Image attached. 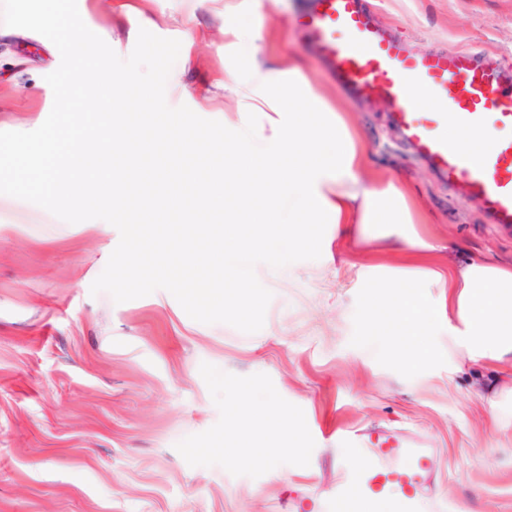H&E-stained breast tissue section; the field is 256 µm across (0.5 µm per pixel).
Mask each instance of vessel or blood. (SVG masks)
<instances>
[{
  "instance_id": "vessel-or-blood-1",
  "label": "vessel or blood",
  "mask_w": 512,
  "mask_h": 512,
  "mask_svg": "<svg viewBox=\"0 0 512 512\" xmlns=\"http://www.w3.org/2000/svg\"><path fill=\"white\" fill-rule=\"evenodd\" d=\"M298 29L331 76L384 103L406 144L449 187L477 200L493 223L512 228V65L460 48L412 52L382 30L363 0H304ZM415 88L433 95L434 111L416 110ZM457 132L483 135L481 147L461 151ZM397 454L369 449L336 488L338 512H370L386 493L401 496L405 512H426L416 473L393 466Z\"/></svg>"
}]
</instances>
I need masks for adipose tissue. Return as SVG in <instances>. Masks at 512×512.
<instances>
[{
	"label": "adipose tissue",
	"instance_id": "adipose-tissue-1",
	"mask_svg": "<svg viewBox=\"0 0 512 512\" xmlns=\"http://www.w3.org/2000/svg\"><path fill=\"white\" fill-rule=\"evenodd\" d=\"M260 27L231 20L224 46L244 65L224 70V96L237 119L200 146L189 116L155 103L168 87L165 59L144 51L132 83L111 67L80 70L88 90L111 88L117 125L98 137L105 158L72 152L65 177L35 169L42 198L93 224L123 225L112 282L138 288L177 282L222 306L256 311L264 294L252 280L257 256L277 262L278 241L306 262L332 253L336 276L361 288L360 310L373 335L414 367L431 356L425 336L443 330L448 354L468 369L493 429L512 419V261L460 249L455 261L429 231L432 219L409 180L370 164L363 134L344 101L309 82L297 58L280 68L265 57ZM143 104L130 112L129 96ZM328 224L335 247L312 232ZM225 460L261 462L300 454L301 428L277 401L238 389Z\"/></svg>",
	"mask_w": 512,
	"mask_h": 512
}]
</instances>
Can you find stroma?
Masks as SVG:
<instances>
[{"instance_id": "1", "label": "stroma", "mask_w": 512, "mask_h": 512, "mask_svg": "<svg viewBox=\"0 0 512 512\" xmlns=\"http://www.w3.org/2000/svg\"><path fill=\"white\" fill-rule=\"evenodd\" d=\"M77 0L84 23L120 57L135 32L179 40L170 107L201 134L224 127V0ZM268 56L300 58L328 97L341 92L296 30L301 0H246ZM412 51L466 48L512 59V0H368ZM61 62L33 31L0 40V131L49 115L46 81ZM374 164L418 188L445 240L512 260V229L492 224L402 140L380 102L347 98ZM120 224L67 223L0 197V512H336L337 481L368 446L424 443L419 495L446 512H512V426L487 440V413L455 370L445 336L415 368L370 336L362 291L336 285L320 260L251 273L261 310L212 308L170 284L112 286ZM273 398L301 425L304 455L248 464L212 452L238 389Z\"/></svg>"}]
</instances>
